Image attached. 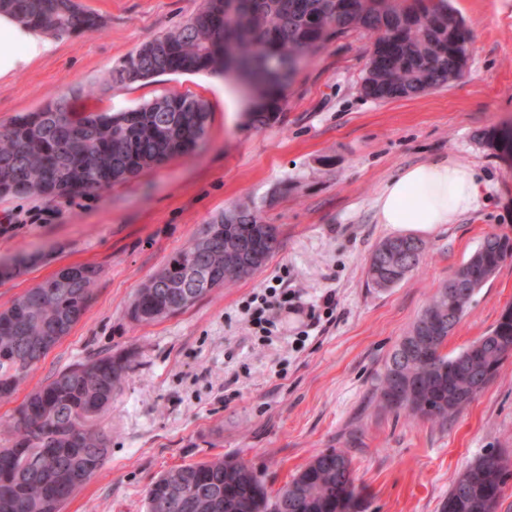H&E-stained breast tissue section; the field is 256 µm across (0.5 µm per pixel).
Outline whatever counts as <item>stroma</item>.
Here are the masks:
<instances>
[{
    "label": "stroma",
    "mask_w": 512,
    "mask_h": 512,
    "mask_svg": "<svg viewBox=\"0 0 512 512\" xmlns=\"http://www.w3.org/2000/svg\"><path fill=\"white\" fill-rule=\"evenodd\" d=\"M101 15L96 33L56 39L52 55L0 82V125L78 88L98 97L76 111L121 110L169 93L205 99L210 118L193 154L96 193L56 202L0 198V261H38L0 283V310L67 266L99 267L79 322L0 401V446L27 394L98 353L131 354L132 368L99 420L112 444L103 470L62 512H146L151 482L187 464L232 454L269 489L314 455L347 450L368 495L367 512H440L457 474L494 454L512 469V358L448 424L382 407L378 380L448 277L490 233L512 237V157L484 135L512 126V0H451L474 35L465 75L411 98L376 102L360 90L371 43L355 32L303 62L280 122L254 127L240 93L206 74L113 86V64L182 24L201 0H81ZM453 157L482 173L485 201L456 223L421 233L418 269L392 288L367 280L383 239L375 200L416 164ZM247 203L277 226L266 265L212 289L194 306L148 324L129 320L138 288L224 209ZM280 286L300 305L256 336L245 306ZM336 307L318 303L327 289ZM512 305V259L473 297L447 352L490 330Z\"/></svg>",
    "instance_id": "1"
}]
</instances>
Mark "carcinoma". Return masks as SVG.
<instances>
[{
  "label": "carcinoma",
  "instance_id": "1",
  "mask_svg": "<svg viewBox=\"0 0 512 512\" xmlns=\"http://www.w3.org/2000/svg\"><path fill=\"white\" fill-rule=\"evenodd\" d=\"M20 22L55 36L97 32L102 21L80 0H0ZM373 37L361 78L365 97L409 98L463 77L473 36L450 0H203L187 22L141 45L112 68L114 85L151 82L168 75L222 76L234 64L253 88L250 122L280 120L286 91L301 60L352 32ZM210 107L188 94H164L112 112H76L67 100L17 115L0 125V196L48 201L91 194L141 171L193 153L203 141ZM261 211L234 205L211 219L188 246L140 288L127 309L135 323L173 314L176 299L187 308L211 288L251 275L279 246L265 247L264 261L248 270L224 269V255L257 243ZM230 228H224V225ZM425 247L411 236L390 237L367 264L374 288H390L418 268ZM512 259V238L490 233L448 277L402 337L378 386L383 406L445 424L474 400L512 357V307L497 324L453 354H439L474 295ZM210 273L211 286L189 275ZM38 282L0 311V400L68 335L90 303L99 270L71 267ZM131 368V356L100 353L72 365L33 389L8 425L13 443L0 448V512H62L76 477L96 475L111 445L98 425ZM505 465L492 454L470 462L453 481L441 512H486L507 486ZM169 500L173 512H365L352 458L327 449L282 487L268 489L253 468L224 455L160 475L147 492L151 502Z\"/></svg>",
  "mask_w": 512,
  "mask_h": 512
}]
</instances>
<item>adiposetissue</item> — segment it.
<instances>
[{"instance_id":"1","label":"adipose tissue","mask_w":512,"mask_h":512,"mask_svg":"<svg viewBox=\"0 0 512 512\" xmlns=\"http://www.w3.org/2000/svg\"><path fill=\"white\" fill-rule=\"evenodd\" d=\"M54 48L40 31L0 12V80L28 68ZM482 197L478 172L444 158L399 171L384 185L375 208L379 223L429 230L455 223L460 215L477 209Z\"/></svg>"}]
</instances>
